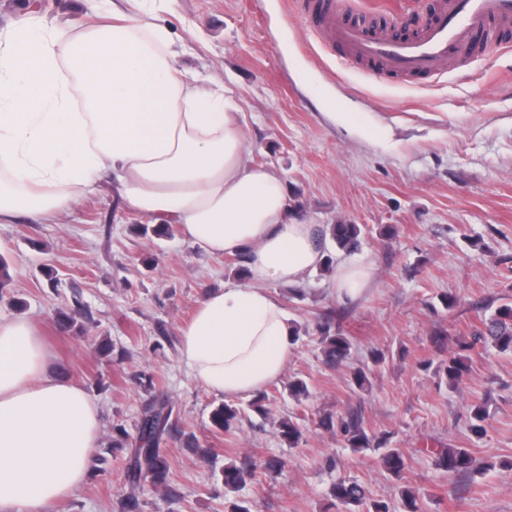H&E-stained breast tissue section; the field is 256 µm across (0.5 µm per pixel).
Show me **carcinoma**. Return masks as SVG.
<instances>
[{
	"label": "carcinoma",
	"mask_w": 512,
	"mask_h": 512,
	"mask_svg": "<svg viewBox=\"0 0 512 512\" xmlns=\"http://www.w3.org/2000/svg\"><path fill=\"white\" fill-rule=\"evenodd\" d=\"M329 231L336 247L343 251L357 248L362 236L359 224H332ZM317 332L328 365L336 367L350 358L353 348L350 337L332 328L331 321L318 325ZM480 344L494 347L501 353H512V302L497 306L492 313L483 317L472 337L458 339L457 350L435 366L434 374L448 385V389L458 390L468 376L471 368L469 352ZM171 414L169 402L157 399L145 408L136 435L120 431L114 438L113 445L127 448L124 472L130 492L120 501V512H137L140 502L136 490L145 480L150 481L163 499L171 498L172 491L168 484L170 463L161 448L164 436L171 431ZM240 416L238 407L224 403L213 408L210 423L215 429L228 431ZM488 419L486 404L474 406L469 415L470 431L476 435L484 434ZM319 426L334 432L346 447L354 451L371 450L378 453L380 465L395 477H401L407 467L404 453L398 448L387 447V438L368 431L358 414L328 413L320 419ZM277 432L290 448L295 447L303 436L300 426L290 417L278 421ZM434 457L435 464L450 474L471 473L480 469L477 458L468 448H441L434 452ZM280 466L281 461L275 457L258 458L242 465H226L222 473L224 491L236 493L256 470H274ZM332 496L338 512H390L388 503L370 500L364 485L340 472L333 481Z\"/></svg>",
	"instance_id": "cac0c4a2"
}]
</instances>
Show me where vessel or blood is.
Listing matches in <instances>:
<instances>
[{
    "mask_svg": "<svg viewBox=\"0 0 512 512\" xmlns=\"http://www.w3.org/2000/svg\"><path fill=\"white\" fill-rule=\"evenodd\" d=\"M295 5L327 48L348 61L368 63L375 79L434 73L488 46L512 49L503 40L512 29V0H426L415 34L400 37L348 17L344 0H295Z\"/></svg>",
    "mask_w": 512,
    "mask_h": 512,
    "instance_id": "vessel-or-blood-1",
    "label": "vessel or blood"
}]
</instances>
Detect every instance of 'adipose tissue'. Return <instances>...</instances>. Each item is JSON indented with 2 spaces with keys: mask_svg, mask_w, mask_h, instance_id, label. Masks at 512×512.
Returning <instances> with one entry per match:
<instances>
[{
  "mask_svg": "<svg viewBox=\"0 0 512 512\" xmlns=\"http://www.w3.org/2000/svg\"><path fill=\"white\" fill-rule=\"evenodd\" d=\"M227 89L180 67L166 28L113 12L67 33L29 20L0 41V223L58 220L111 179L152 224L180 225L213 254L245 255L247 284L212 291L180 329V360L208 392L258 393L295 348L268 288L302 284L325 255L291 212L283 179L246 158ZM374 277L341 257L329 289L356 301ZM40 326L0 319V512H52L87 479L102 434L96 403L49 369Z\"/></svg>",
  "mask_w": 512,
  "mask_h": 512,
  "instance_id": "adipose-tissue-1",
  "label": "adipose tissue"
}]
</instances>
